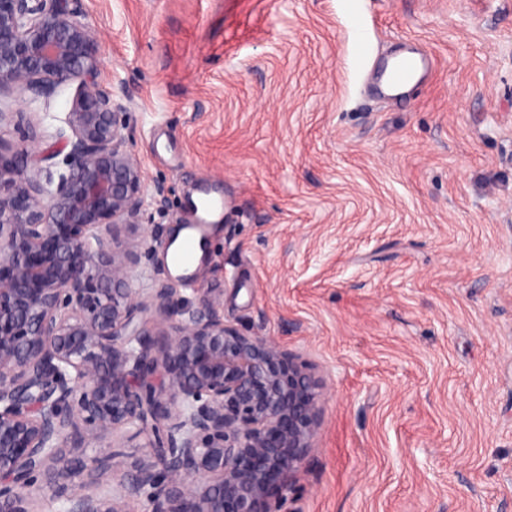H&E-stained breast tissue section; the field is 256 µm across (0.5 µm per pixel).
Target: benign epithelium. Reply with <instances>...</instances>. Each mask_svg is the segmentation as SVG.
<instances>
[{
  "mask_svg": "<svg viewBox=\"0 0 512 512\" xmlns=\"http://www.w3.org/2000/svg\"><path fill=\"white\" fill-rule=\"evenodd\" d=\"M71 0H0V98L35 110L79 82L61 125L0 107V512L87 472L67 512H280L321 414L310 368L245 334L169 282L130 286L122 247L160 207L129 143L125 91L98 82L101 43ZM152 429L153 454L124 469L123 443ZM87 439L104 456L66 453Z\"/></svg>",
  "mask_w": 512,
  "mask_h": 512,
  "instance_id": "1",
  "label": "benign epithelium"
}]
</instances>
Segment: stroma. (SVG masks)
<instances>
[{"instance_id": "obj_1", "label": "stroma", "mask_w": 512, "mask_h": 512, "mask_svg": "<svg viewBox=\"0 0 512 512\" xmlns=\"http://www.w3.org/2000/svg\"><path fill=\"white\" fill-rule=\"evenodd\" d=\"M168 206L224 200L185 304L321 384L285 512H512V0H73ZM407 103L369 91L407 39Z\"/></svg>"}]
</instances>
